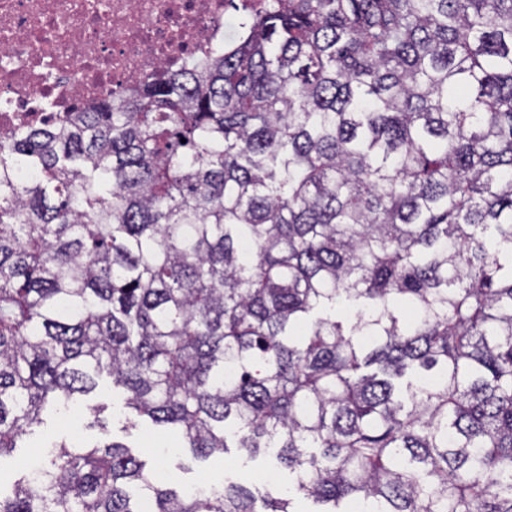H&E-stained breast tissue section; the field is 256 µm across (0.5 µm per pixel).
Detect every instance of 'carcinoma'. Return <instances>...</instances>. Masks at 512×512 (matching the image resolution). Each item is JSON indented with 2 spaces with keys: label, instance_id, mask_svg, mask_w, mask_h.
Returning a JSON list of instances; mask_svg holds the SVG:
<instances>
[{
  "label": "carcinoma",
  "instance_id": "cac0c4a2",
  "mask_svg": "<svg viewBox=\"0 0 512 512\" xmlns=\"http://www.w3.org/2000/svg\"><path fill=\"white\" fill-rule=\"evenodd\" d=\"M104 373L287 490L62 440L0 512H512V0H273L0 141V460Z\"/></svg>",
  "mask_w": 512,
  "mask_h": 512
}]
</instances>
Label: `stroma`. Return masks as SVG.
Masks as SVG:
<instances>
[{
    "label": "stroma",
    "instance_id": "stroma-1",
    "mask_svg": "<svg viewBox=\"0 0 512 512\" xmlns=\"http://www.w3.org/2000/svg\"><path fill=\"white\" fill-rule=\"evenodd\" d=\"M125 396L123 388L113 387L109 377H101L99 390L82 399L85 410L79 433H72L54 414H45L43 424L36 428L33 435L25 438L24 448L19 449L15 457L0 462V470L20 473L19 463L31 455L32 445L43 440L54 441L75 435L79 440L91 443L113 439L126 444L134 454L156 464L161 476L176 487L214 478L254 485L272 494L278 493L285 476L273 459L262 457L246 462L232 448L224 455L197 460L187 451L175 448L173 437L153 428L150 421L145 420L137 427L126 428ZM98 404L105 407L102 414L105 425L101 428L93 424L95 415L92 408Z\"/></svg>",
    "mask_w": 512,
    "mask_h": 512
}]
</instances>
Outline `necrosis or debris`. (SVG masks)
Segmentation results:
<instances>
[{
	"label": "necrosis or debris",
	"instance_id": "obj_1",
	"mask_svg": "<svg viewBox=\"0 0 512 512\" xmlns=\"http://www.w3.org/2000/svg\"><path fill=\"white\" fill-rule=\"evenodd\" d=\"M269 0H0V136L223 50Z\"/></svg>",
	"mask_w": 512,
	"mask_h": 512
}]
</instances>
